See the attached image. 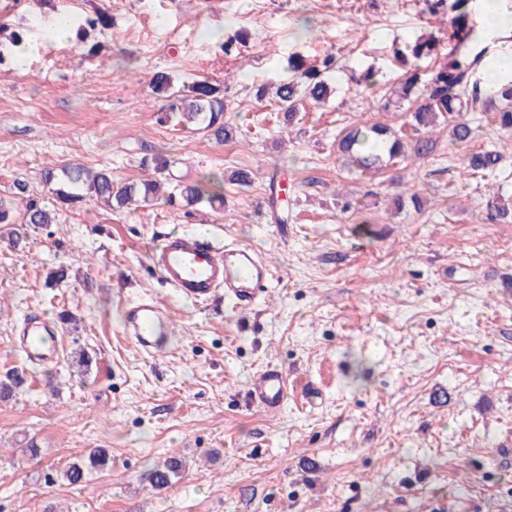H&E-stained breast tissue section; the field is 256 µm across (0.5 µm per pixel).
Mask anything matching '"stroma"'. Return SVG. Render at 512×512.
Returning <instances> with one entry per match:
<instances>
[{
    "instance_id": "stroma-1",
    "label": "stroma",
    "mask_w": 512,
    "mask_h": 512,
    "mask_svg": "<svg viewBox=\"0 0 512 512\" xmlns=\"http://www.w3.org/2000/svg\"><path fill=\"white\" fill-rule=\"evenodd\" d=\"M421 0H0V24L40 47L25 70L0 64V195L23 212L29 198L56 211L19 246L0 224V512H488L512 504V223L487 201H512V137L484 109L479 134L379 171L346 165L336 137L355 124L400 129L387 107L402 71L394 50L434 36L433 69L448 55V19ZM106 13L86 44L45 39L59 15ZM311 36H303V26ZM247 33L224 55L213 31ZM335 54L333 89L286 121L252 88L288 80L290 55ZM375 71L378 89L360 77ZM175 85L199 78L224 90L235 129L219 144L160 122L157 72ZM495 150L496 171L472 176L462 154ZM169 160L183 182L244 170L224 207L192 215L162 202L121 211L88 200L58 204L44 181L69 163L145 178L142 158ZM287 200L277 223L271 184ZM418 194L411 203L410 194ZM404 204H396L397 196ZM207 226L255 246L272 269L254 308L196 305L148 264L163 234ZM66 278L47 285L50 269ZM144 294L171 313L167 352L143 357L123 336V307ZM59 323L61 354L33 365L11 339L38 312ZM277 365L290 376L275 416L249 403L247 385ZM39 454L25 455L28 445ZM108 465L71 485L60 470L88 449ZM171 456L184 472L152 490L147 475Z\"/></svg>"
}]
</instances>
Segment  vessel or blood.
Returning <instances> with one entry per match:
<instances>
[{"label":"vessel or blood","instance_id":"1","mask_svg":"<svg viewBox=\"0 0 512 512\" xmlns=\"http://www.w3.org/2000/svg\"><path fill=\"white\" fill-rule=\"evenodd\" d=\"M149 262L161 280L185 299L205 305L224 297L235 306L254 305L265 295L271 270L251 247L211 239L191 232L164 235L148 252ZM170 314L157 301L143 297L123 310L125 337L148 355L166 352L172 344ZM58 332L49 319L27 317L13 345L32 364L57 360ZM288 375L283 368L268 367L255 373L247 396L267 412L280 411L288 401Z\"/></svg>","mask_w":512,"mask_h":512}]
</instances>
